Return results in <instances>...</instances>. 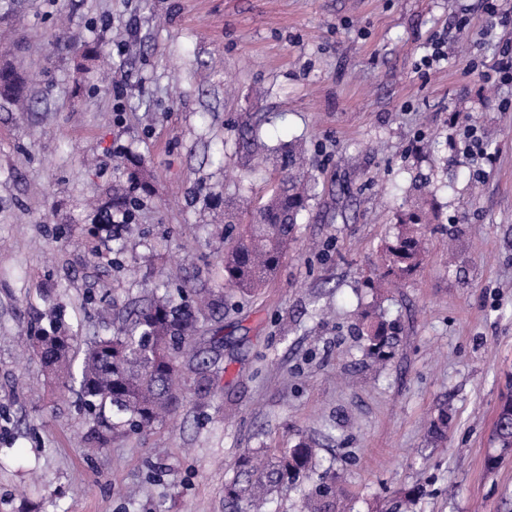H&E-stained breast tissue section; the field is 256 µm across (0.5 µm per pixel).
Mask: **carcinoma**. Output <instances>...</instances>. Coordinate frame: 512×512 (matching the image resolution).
Segmentation results:
<instances>
[{
	"label": "carcinoma",
	"instance_id": "cac0c4a2",
	"mask_svg": "<svg viewBox=\"0 0 512 512\" xmlns=\"http://www.w3.org/2000/svg\"><path fill=\"white\" fill-rule=\"evenodd\" d=\"M21 77L11 68L0 69V96L17 97ZM275 170L280 177L267 201L248 224L228 225L236 232L224 250V275L243 295L255 293L275 278L288 250L296 224L311 200L312 177L306 169L301 145L290 142L275 149ZM422 218L409 213L399 218L398 231L384 247L379 277L407 279L417 271L423 256ZM212 303L203 296L187 301L168 292L152 296L134 309L109 334L94 337L80 361L69 356L74 336L61 317L39 326L35 318L33 348L47 377L60 389L76 391L84 410L96 426L114 436L141 434L164 424L185 391L211 383L217 359L203 350L190 351L200 318ZM398 327L377 321L364 333V356L375 363L388 361ZM494 438L501 449L512 446V395L497 410ZM313 449L304 441L288 448H255L244 452L236 472L224 483L226 512H271L275 494L288 484L312 478ZM420 493L398 491L389 512H417ZM335 476L324 473L309 491L303 512H353L354 506H337Z\"/></svg>",
	"mask_w": 512,
	"mask_h": 512
}]
</instances>
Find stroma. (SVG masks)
<instances>
[{
    "label": "stroma",
    "mask_w": 512,
    "mask_h": 512,
    "mask_svg": "<svg viewBox=\"0 0 512 512\" xmlns=\"http://www.w3.org/2000/svg\"><path fill=\"white\" fill-rule=\"evenodd\" d=\"M97 44L81 74L74 48ZM511 61L512 0H12L0 67L26 83L0 97V512H225L244 451L302 438L355 512L412 488L420 512H512V455L487 467L512 391ZM291 140L314 196L277 278L244 296L224 203L261 206L264 158ZM129 152L149 190L119 168ZM116 187L137 235L105 226ZM420 207V269L378 284L398 214ZM168 270L217 302L197 338L218 348L209 390L85 447L76 394L22 355L32 314L114 329ZM365 313L398 323L381 368Z\"/></svg>",
    "instance_id": "1"
}]
</instances>
